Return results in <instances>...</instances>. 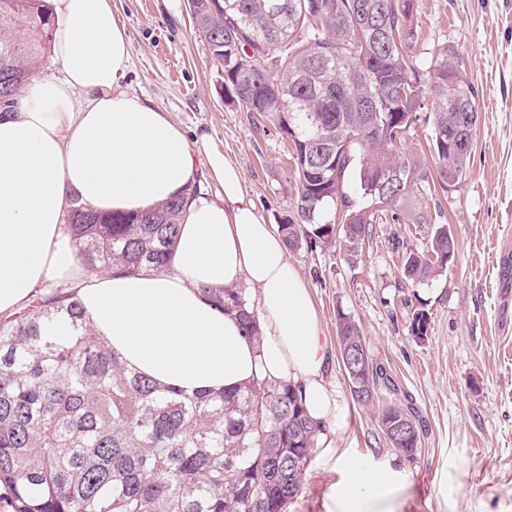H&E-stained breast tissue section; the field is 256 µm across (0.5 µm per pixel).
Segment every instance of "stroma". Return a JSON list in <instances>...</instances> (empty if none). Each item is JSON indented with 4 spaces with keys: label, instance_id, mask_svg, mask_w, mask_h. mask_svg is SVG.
I'll use <instances>...</instances> for the list:
<instances>
[{
    "label": "stroma",
    "instance_id": "obj_1",
    "mask_svg": "<svg viewBox=\"0 0 512 512\" xmlns=\"http://www.w3.org/2000/svg\"><path fill=\"white\" fill-rule=\"evenodd\" d=\"M419 43L461 54L479 92V122L465 177L442 193L413 191L406 210L449 225L458 251L428 282L405 279L399 257L425 248L416 224L383 220L356 262L339 245L301 247L288 261L311 289L327 336L338 313L358 324L373 362L399 391H379L372 408L350 405L339 453L378 465L397 462L380 439L378 410L413 406L425 426L414 463L398 464L396 512H512V0H417ZM130 37L121 91L169 112L197 160L202 192L222 195L206 158L222 152L267 223L292 213L297 198L289 141L280 129L229 103L224 75L195 31L186 0H112ZM426 312L427 333L411 332ZM348 474L314 449L288 512H336Z\"/></svg>",
    "mask_w": 512,
    "mask_h": 512
}]
</instances>
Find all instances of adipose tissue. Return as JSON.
Listing matches in <instances>:
<instances>
[{
	"instance_id": "1",
	"label": "adipose tissue",
	"mask_w": 512,
	"mask_h": 512,
	"mask_svg": "<svg viewBox=\"0 0 512 512\" xmlns=\"http://www.w3.org/2000/svg\"><path fill=\"white\" fill-rule=\"evenodd\" d=\"M57 77L31 81L0 105V314L54 282L75 291L87 324L128 367L185 392L274 378L302 388L320 423L318 447L341 440L332 420L347 406L312 296L285 245L245 193L237 167L212 154L221 200L187 203L170 267L139 275L87 274L67 228L73 204L97 213L146 212L196 178L191 144L161 107L120 91L127 27L112 0H48ZM241 285L263 340L205 301V287ZM339 512H394L398 471L345 460Z\"/></svg>"
}]
</instances>
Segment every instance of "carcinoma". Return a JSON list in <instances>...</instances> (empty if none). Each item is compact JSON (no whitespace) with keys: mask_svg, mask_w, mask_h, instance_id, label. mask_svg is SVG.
Instances as JSON below:
<instances>
[{"mask_svg":"<svg viewBox=\"0 0 512 512\" xmlns=\"http://www.w3.org/2000/svg\"><path fill=\"white\" fill-rule=\"evenodd\" d=\"M416 0H188L196 30L224 71L228 102L290 136L298 185L292 215L278 225L284 244H339L353 262L371 226L409 190L448 191L462 179L479 120V93L460 54L440 44L414 59ZM43 0H0V102L19 95L52 44ZM431 127L428 152L403 150L418 122ZM434 166H429L427 158ZM397 170L401 193L380 176ZM356 182L365 204L345 188ZM185 198L136 215L70 210L77 257L88 269L129 275L166 268ZM456 251L446 224L426 248L402 255L414 282L442 275ZM260 345L255 302L236 286L203 288ZM57 322L72 329L52 333ZM354 401L368 406L387 371H366V341L348 315L337 320ZM403 422L404 436L384 426ZM390 448L412 453L423 424L387 405L378 415ZM321 427L298 387L249 381L187 394L128 369L84 319L75 292L50 285L0 316V484L13 512H288L298 497Z\"/></svg>","mask_w":512,"mask_h":512,"instance_id":"cac0c4a2","label":"carcinoma"}]
</instances>
